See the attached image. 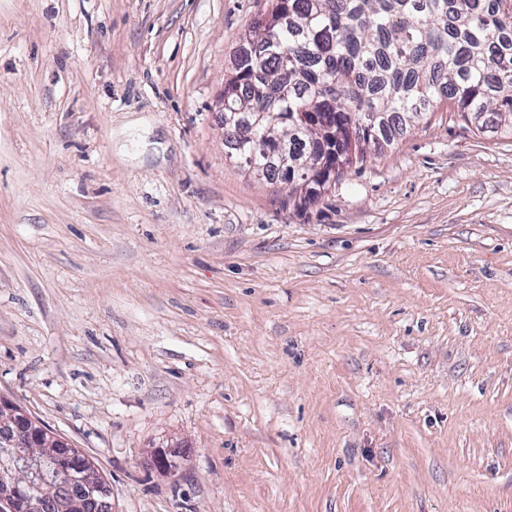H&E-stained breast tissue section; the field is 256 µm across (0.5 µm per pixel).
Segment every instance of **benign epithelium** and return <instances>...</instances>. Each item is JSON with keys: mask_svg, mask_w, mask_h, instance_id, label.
<instances>
[{"mask_svg": "<svg viewBox=\"0 0 512 512\" xmlns=\"http://www.w3.org/2000/svg\"><path fill=\"white\" fill-rule=\"evenodd\" d=\"M294 129L314 132L313 139L322 145L336 140L334 125L297 123ZM339 166L336 156L322 155L303 188L310 189L313 195L327 191ZM52 448L64 449V456L69 457L74 446L21 405L0 394V512H87L90 502L97 504V512H116L112 489L95 463L85 459L84 489L78 490L70 469H46ZM184 456L182 443L168 440L152 448L149 463L158 471L175 476L182 468Z\"/></svg>", "mask_w": 512, "mask_h": 512, "instance_id": "7a95c632", "label": "benign epithelium"}]
</instances>
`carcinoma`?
<instances>
[{
  "mask_svg": "<svg viewBox=\"0 0 512 512\" xmlns=\"http://www.w3.org/2000/svg\"><path fill=\"white\" fill-rule=\"evenodd\" d=\"M448 101L512 133V0H268L224 82L226 116L269 112L289 126L300 112L336 113L348 169ZM320 150L303 136L288 140L290 160ZM241 168L286 176L264 153Z\"/></svg>",
  "mask_w": 512,
  "mask_h": 512,
  "instance_id": "obj_1",
  "label": "carcinoma"
}]
</instances>
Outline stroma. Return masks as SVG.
<instances>
[{
	"mask_svg": "<svg viewBox=\"0 0 512 512\" xmlns=\"http://www.w3.org/2000/svg\"><path fill=\"white\" fill-rule=\"evenodd\" d=\"M266 8L0 0V394L118 512H512V137L445 102L299 203L216 107ZM273 163L275 162L272 156L264 153H258L252 157L246 158L240 167L254 176L258 177L259 175H263L261 179H265L267 181H271V179L276 177H285L286 172L283 169L278 170ZM185 446L181 442L174 440L163 441L159 445L152 448L149 463L158 471L169 475L176 476L183 464L185 456Z\"/></svg>",
	"mask_w": 512,
	"mask_h": 512,
	"instance_id": "1",
	"label": "stroma"
}]
</instances>
